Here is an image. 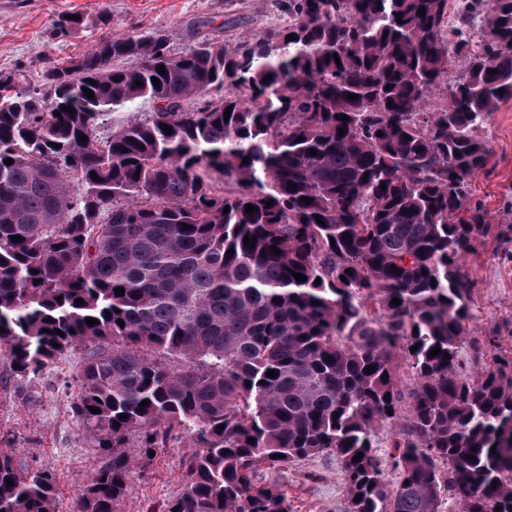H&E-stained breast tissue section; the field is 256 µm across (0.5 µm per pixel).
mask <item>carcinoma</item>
<instances>
[{"mask_svg": "<svg viewBox=\"0 0 512 512\" xmlns=\"http://www.w3.org/2000/svg\"><path fill=\"white\" fill-rule=\"evenodd\" d=\"M278 5L283 22L259 36L175 52L163 30L109 33L37 87L0 72V356L35 376L112 341L89 354L73 407L106 462L71 512H122L174 427L193 451L162 512H289L257 470L325 454L346 512H441L450 497L512 512V358L479 372L460 358L464 262L489 228L469 188L488 164L479 131L512 99V0ZM141 98L156 109L98 135ZM56 483L0 448V512H56Z\"/></svg>", "mask_w": 512, "mask_h": 512, "instance_id": "carcinoma-1", "label": "carcinoma"}]
</instances>
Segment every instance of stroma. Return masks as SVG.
Here are the masks:
<instances>
[{
	"instance_id": "obj_1",
	"label": "stroma",
	"mask_w": 512,
	"mask_h": 512,
	"mask_svg": "<svg viewBox=\"0 0 512 512\" xmlns=\"http://www.w3.org/2000/svg\"><path fill=\"white\" fill-rule=\"evenodd\" d=\"M80 14L85 27L54 37L61 16ZM276 0H0V71H22L38 84L42 66L66 61L92 48L107 33L165 30L174 50L209 38L222 41L252 35L272 26ZM489 146L487 168L472 181L473 201L488 213L489 230L466 260L473 282L476 318L462 346L472 371L491 365V353L475 348V336H495L500 352L512 358V100L503 102L480 131ZM87 350L64 351L35 377H19L0 358V446L13 445L24 465L58 478V512H69L105 458L86 436L73 410L77 378ZM191 452L186 436L172 433L157 449L147 472L129 481L124 512H160L185 489L182 459ZM260 481L280 485L290 512H345L341 466L332 456H317L279 468L261 467Z\"/></svg>"
}]
</instances>
